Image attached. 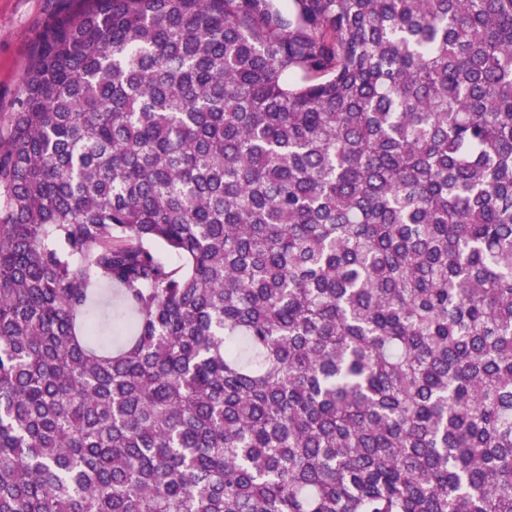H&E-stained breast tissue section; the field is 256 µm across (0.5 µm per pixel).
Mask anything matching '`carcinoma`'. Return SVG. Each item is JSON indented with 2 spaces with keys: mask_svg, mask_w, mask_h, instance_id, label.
Segmentation results:
<instances>
[{
  "mask_svg": "<svg viewBox=\"0 0 512 512\" xmlns=\"http://www.w3.org/2000/svg\"><path fill=\"white\" fill-rule=\"evenodd\" d=\"M0 512H512V0L47 26L0 129Z\"/></svg>",
  "mask_w": 512,
  "mask_h": 512,
  "instance_id": "carcinoma-1",
  "label": "carcinoma"
}]
</instances>
